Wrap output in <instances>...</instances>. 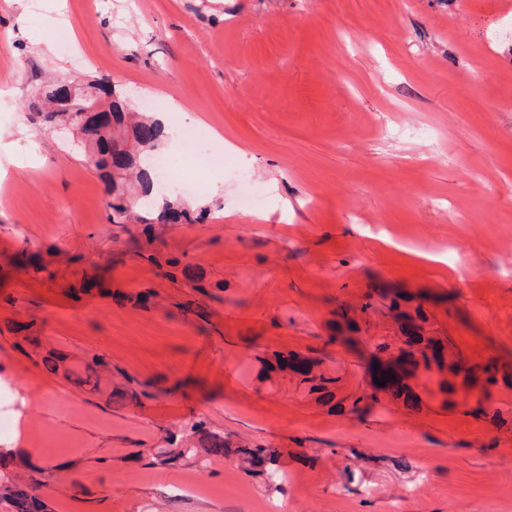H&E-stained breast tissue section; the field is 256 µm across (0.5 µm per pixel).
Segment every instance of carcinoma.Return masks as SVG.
I'll return each mask as SVG.
<instances>
[{"label":"carcinoma","mask_w":512,"mask_h":512,"mask_svg":"<svg viewBox=\"0 0 512 512\" xmlns=\"http://www.w3.org/2000/svg\"><path fill=\"white\" fill-rule=\"evenodd\" d=\"M99 89L106 94L108 102L95 97L81 99L75 102L76 113L73 114L57 111L56 98L61 96L63 87L49 85L43 96H36L28 102L29 119L35 125H55L73 118L83 123V131L95 150V167L107 180V193L111 197L108 207L112 210V217L120 221L131 219L134 208H140L145 215L137 217V220L145 224L147 233L152 232L155 224L194 222L188 209L168 198L151 197V174L140 154L158 147L163 137L162 125L154 119L125 112L119 102L112 99L113 93L107 88V82H101ZM389 296L388 289L371 286L364 295L361 311L365 314L384 311L387 306L383 302ZM387 308L397 311L393 321L398 331L408 337L405 363L409 369L406 374L417 381L422 378L430 381L437 377L436 393L442 396L443 406H453V398L460 393L474 396L479 407L470 414L481 418L487 416V412L480 408V404L492 397L493 387L501 383L512 390V375L500 373L494 361H471L458 353L448 354V340L435 334L422 306L403 307L393 299ZM392 343L388 336L370 337L371 361L378 363L390 354ZM295 359L297 354L293 351L287 354L275 351L262 359V363L268 372L290 367L298 378V384L308 393L332 400L335 390L340 388L342 377L324 368L319 358L306 356L297 364L293 363ZM386 388L387 396L401 400L407 406L416 407L420 403L413 386L404 382L401 376L387 378ZM380 404L381 397L364 391L340 399L336 407L360 417ZM194 434L199 436L196 442L187 437L171 438L169 447L157 453L160 463L189 456L204 465L210 457L226 454L238 456L251 467L272 465L277 460V449L263 444L235 442L228 436L210 432L202 421L194 424ZM40 484L42 480L38 478L32 477L30 483L23 484L1 474L0 508L4 512H47L45 502L35 495Z\"/></svg>","instance_id":"1"}]
</instances>
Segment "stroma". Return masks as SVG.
Listing matches in <instances>:
<instances>
[{
	"label": "stroma",
	"instance_id": "1",
	"mask_svg": "<svg viewBox=\"0 0 512 512\" xmlns=\"http://www.w3.org/2000/svg\"><path fill=\"white\" fill-rule=\"evenodd\" d=\"M34 7L0 0V448L39 460L50 512H512V391L504 426L424 390L359 418L260 375L267 352H324L367 389L335 323L374 283L512 374V0H42L83 67ZM51 74L214 128L235 167L177 192L205 221L110 223L81 137L27 120ZM241 169L269 207L242 210ZM51 353L110 371L80 385ZM200 420L275 468L155 463Z\"/></svg>",
	"mask_w": 512,
	"mask_h": 512
}]
</instances>
